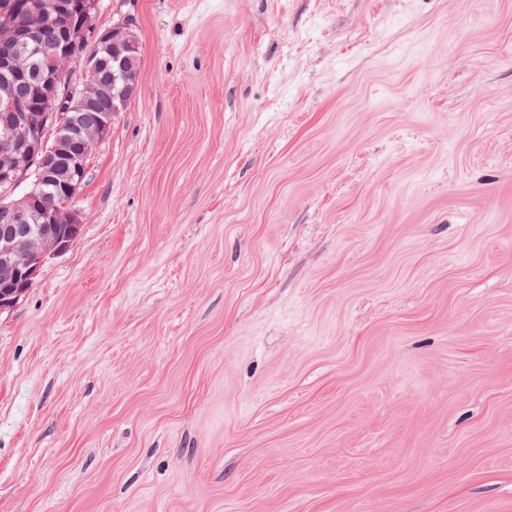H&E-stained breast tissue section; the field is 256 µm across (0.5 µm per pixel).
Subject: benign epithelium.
Here are the masks:
<instances>
[{"mask_svg": "<svg viewBox=\"0 0 512 512\" xmlns=\"http://www.w3.org/2000/svg\"><path fill=\"white\" fill-rule=\"evenodd\" d=\"M75 10L79 12L80 24L72 41L78 45L87 32L94 30V0H52L47 7L33 0L27 6L28 22L22 23L10 15L0 17V42L11 48L20 46L43 52V27ZM139 46L132 24L112 26L103 33L95 52L85 56L82 84L71 87L56 82L38 105L18 98L14 86L18 78L41 80L43 75L18 68L12 54L0 56V70L8 73L0 80V208L9 211L17 224L38 225L35 233L26 234L22 240L7 229L0 232V266L8 271V277L0 283V312L17 303L31 287L45 260L64 252L79 232L81 220L70 209V196L61 201V208L71 232H57L51 212L55 204L42 186L57 173L73 138H79L92 151L106 138L112 123L109 115L93 125L81 126L51 108L52 101H71L73 107L83 111L91 108L112 92V86L99 78V54L112 53L117 60L121 50Z\"/></svg>", "mask_w": 512, "mask_h": 512, "instance_id": "1", "label": "benign epithelium"}]
</instances>
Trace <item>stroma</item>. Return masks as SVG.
Returning a JSON list of instances; mask_svg holds the SVG:
<instances>
[{"label": "stroma", "mask_w": 512, "mask_h": 512, "mask_svg": "<svg viewBox=\"0 0 512 512\" xmlns=\"http://www.w3.org/2000/svg\"><path fill=\"white\" fill-rule=\"evenodd\" d=\"M138 90L0 312V512H512V0H96Z\"/></svg>", "instance_id": "35a3bbf8"}]
</instances>
